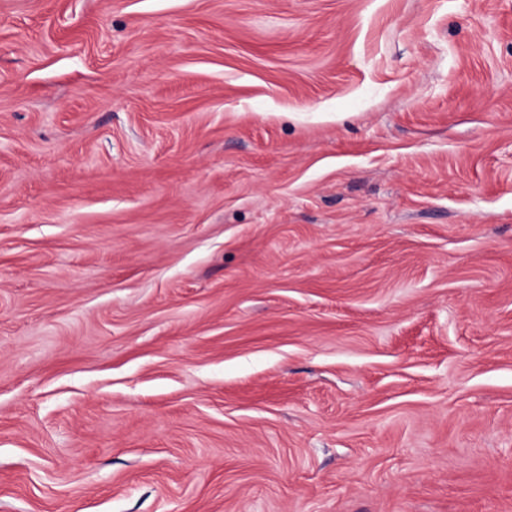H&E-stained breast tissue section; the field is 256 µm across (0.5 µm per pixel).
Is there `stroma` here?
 <instances>
[{"label": "stroma", "mask_w": 512, "mask_h": 512, "mask_svg": "<svg viewBox=\"0 0 512 512\" xmlns=\"http://www.w3.org/2000/svg\"><path fill=\"white\" fill-rule=\"evenodd\" d=\"M0 512H512V0H0Z\"/></svg>", "instance_id": "35a3bbf8"}]
</instances>
